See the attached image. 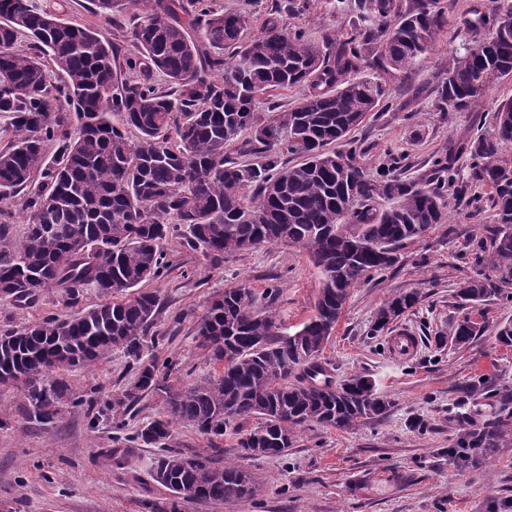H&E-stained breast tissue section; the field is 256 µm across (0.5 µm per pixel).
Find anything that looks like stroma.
<instances>
[{
    "label": "stroma",
    "mask_w": 512,
    "mask_h": 512,
    "mask_svg": "<svg viewBox=\"0 0 512 512\" xmlns=\"http://www.w3.org/2000/svg\"><path fill=\"white\" fill-rule=\"evenodd\" d=\"M285 0H208L220 12L240 11L249 22L251 40L264 34L271 20L305 31L309 39L349 31L352 11L336 0H309L300 13L284 9ZM476 0H441L448 19L435 45L391 81L390 108L371 113L338 149L357 147L367 169L398 158L403 179L428 178L435 159L446 155L449 141L474 138L490 129L500 102L512 99V77L493 85L476 110L442 113L437 87L445 77L464 33L460 20ZM40 11L58 12L64 22L96 28L120 56L134 55L132 10L101 11L95 0H31ZM468 155L455 157L446 194L447 218L424 235L407 241L394 267L372 276L352 291L335 333L320 361L335 382L356 374L372 379L389 406L375 419L348 429L312 424L298 430L292 448L280 456H260L245 465L260 482L250 499L219 506L198 500L172 502L153 479L165 448L131 445L121 459H110L118 439L133 436L164 413L158 395L147 394L129 407L124 426L86 407H72L62 419L42 425L27 420L19 389L0 387V512H512V424L499 445L457 454L466 432L502 413L501 396L512 394V346L500 344L496 331L512 323V287L471 308L461 306L459 288L471 278L470 250L497 223L486 187L467 181ZM172 262L161 278L143 290L159 300L154 320L157 360L177 361V387L206 382L218 374L197 345L196 326L212 301L225 290H248L251 308L273 312L285 333L299 329L312 314L320 284L306 252L286 245H266L211 262L179 235L163 245ZM419 292L418 303L400 317L419 341L416 354L393 358L387 332L372 330L377 308L395 294ZM102 300L96 289H82L69 306L56 291L43 292L27 306L0 300V331L22 328L47 317L66 319ZM471 317L483 328L469 344L451 343L459 320ZM447 336L436 345V336ZM137 364L123 351L88 369L66 372L76 395L98 389L109 401L132 383ZM168 447L186 454L220 448L238 457L237 438H215L178 424Z\"/></svg>",
    "instance_id": "stroma-1"
}]
</instances>
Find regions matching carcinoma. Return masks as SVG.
<instances>
[{"label": "carcinoma", "mask_w": 512, "mask_h": 512, "mask_svg": "<svg viewBox=\"0 0 512 512\" xmlns=\"http://www.w3.org/2000/svg\"><path fill=\"white\" fill-rule=\"evenodd\" d=\"M463 20L468 47L455 56L438 89V110L480 105L484 77L512 75V0H491ZM107 10L136 8L132 38L138 56L130 69L167 77L162 90L142 80L119 82L117 51L93 29L65 24L30 0H0V112L15 135L0 149V200L20 196L27 231L14 240L11 216L0 210V297L31 304L55 289L63 305L92 286L103 301L71 319L55 317L0 334V386L20 389L29 420L54 422L69 405L95 409V394L70 393L62 373L93 368L115 350L138 364L136 381L106 409L121 416L145 392L163 398L165 417L134 436L167 445L176 423L210 437L239 422L260 419L242 434L238 460L220 463L222 449L185 455L175 449L157 462L153 479L175 500L182 490L216 506L252 497L258 482L241 460L278 456L294 432L316 423L345 429L382 415L389 401L366 375L340 384L311 379L325 374L319 355L332 338L362 279L393 267L397 252L445 219L446 184L405 181L396 163L375 172L357 149L336 151L435 42L446 25L439 0H354L350 31L321 42L279 22L264 35L241 40L234 23L243 13L199 9L184 21L180 0H98ZM32 52L16 50L19 38ZM64 75L61 83L51 73ZM299 86L300 102L266 120L254 111L261 91ZM119 114L136 131L126 137L112 123ZM251 130L256 165H241L224 150ZM512 100L499 104L493 127L448 148L436 161L445 172L456 153L469 155V181L489 188L498 226L472 250L473 276L459 291L478 305L512 285ZM56 150L46 152L48 144ZM301 158L294 165L285 155ZM390 201L387 208L380 201ZM182 230L204 257L285 244L307 251L321 288L314 314L292 334L279 332L276 314L258 315L245 291L234 288L212 301L198 323L199 346L222 365L217 378L178 389L161 369L167 360L143 359L156 295L139 290L160 277L169 260L163 242ZM498 273L492 279L485 268ZM419 300L395 295L381 305L379 333ZM478 323L458 322L451 340L465 345L481 335ZM498 425L473 429L462 449L495 448Z\"/></svg>", "instance_id": "obj_1"}]
</instances>
